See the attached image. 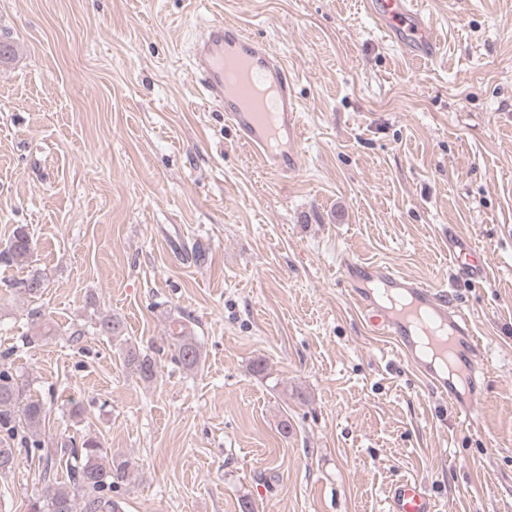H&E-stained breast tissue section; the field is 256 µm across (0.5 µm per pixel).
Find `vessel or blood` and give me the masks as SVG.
Listing matches in <instances>:
<instances>
[{
	"instance_id": "obj_1",
	"label": "vessel or blood",
	"mask_w": 512,
	"mask_h": 512,
	"mask_svg": "<svg viewBox=\"0 0 512 512\" xmlns=\"http://www.w3.org/2000/svg\"><path fill=\"white\" fill-rule=\"evenodd\" d=\"M367 10L388 37L417 58L432 59L437 42L418 0H366ZM192 73L205 103L224 109V120L257 152L266 171L284 176L296 169L300 143L294 84L283 59L263 41L215 21L192 50ZM448 250L463 276L479 279L485 256L449 235ZM342 283L370 330L393 339L413 368L439 395L455 394L453 377L465 378L470 399L485 378L486 348L451 291L408 278L388 262L341 263ZM469 401L458 404L470 415ZM421 482L407 479L391 490L389 512H436Z\"/></svg>"
}]
</instances>
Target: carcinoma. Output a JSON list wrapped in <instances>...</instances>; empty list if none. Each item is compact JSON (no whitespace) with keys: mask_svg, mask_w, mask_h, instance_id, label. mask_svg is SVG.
<instances>
[{"mask_svg":"<svg viewBox=\"0 0 512 512\" xmlns=\"http://www.w3.org/2000/svg\"><path fill=\"white\" fill-rule=\"evenodd\" d=\"M32 241L24 228L19 227L0 257L7 263L25 267L32 257ZM34 298L46 288L45 278L34 270L7 285ZM93 330L100 336H118L123 324L117 318L99 317ZM201 359L198 343L184 331L175 337L174 360L184 368H196ZM123 360L142 378L151 379L155 374V362L148 354L130 347ZM47 417L45 405L40 400L23 398L22 391L10 366L0 364V474L10 471L20 454L39 455V459L51 466V454L45 451L41 426ZM60 452L67 455L68 483L52 484L42 495L33 498L29 512H123L117 494L127 485L134 472V464L116 454L108 453L102 443L90 437L81 446L70 448L64 444Z\"/></svg>","mask_w":512,"mask_h":512,"instance_id":"cac0c4a2","label":"carcinoma"}]
</instances>
